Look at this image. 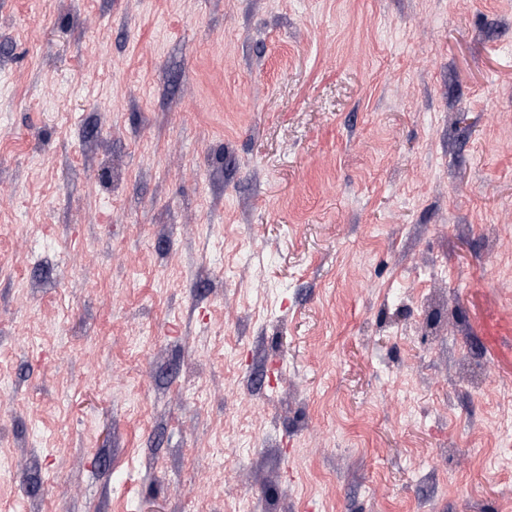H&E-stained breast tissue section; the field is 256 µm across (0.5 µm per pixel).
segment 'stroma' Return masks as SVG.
I'll use <instances>...</instances> for the list:
<instances>
[{
  "label": "stroma",
  "mask_w": 512,
  "mask_h": 512,
  "mask_svg": "<svg viewBox=\"0 0 512 512\" xmlns=\"http://www.w3.org/2000/svg\"><path fill=\"white\" fill-rule=\"evenodd\" d=\"M0 462L512 512V0H0Z\"/></svg>",
  "instance_id": "1"
}]
</instances>
